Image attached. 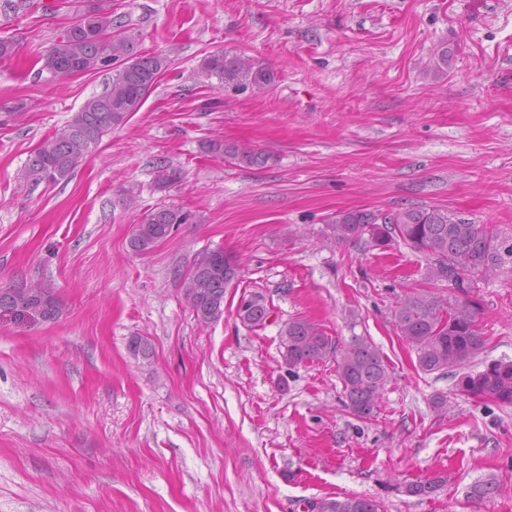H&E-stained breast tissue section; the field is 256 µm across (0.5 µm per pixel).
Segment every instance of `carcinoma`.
I'll list each match as a JSON object with an SVG mask.
<instances>
[{"label": "carcinoma", "instance_id": "cac0c4a2", "mask_svg": "<svg viewBox=\"0 0 512 512\" xmlns=\"http://www.w3.org/2000/svg\"><path fill=\"white\" fill-rule=\"evenodd\" d=\"M115 67L112 83L90 97L71 120L28 157L22 176L34 183H56L67 178L103 137L124 125L139 111L168 69L167 58L142 54L136 36L102 0L84 13L43 55L42 69L54 78L72 72H91ZM200 74L215 78L219 86L233 91L249 87L261 90L273 83L274 73L248 60L227 53L206 56ZM215 157H228L238 166H262L272 156L262 150L226 145L211 139L204 144ZM189 221V214L175 206H160L145 214L130 240L133 251L145 253L167 239L172 230ZM338 243L369 236L376 246L386 247L394 238L433 259L431 275L455 284L460 294L445 302L429 293L402 298L394 310L399 336L415 351L420 370L427 374L461 370L485 348L479 329L482 303L471 295L470 276L490 271L498 264L500 244L492 231L436 208L398 210L380 218L371 210L339 214L331 224ZM224 251L213 250L193 263L184 282V296L197 319L208 323L223 313L224 291L237 278L236 269L224 267ZM266 306L251 301L240 309L243 323L256 327L267 318ZM282 358L290 366L319 362L336 355L337 374L343 386L346 407L358 418L374 416L389 367L378 348L365 336H353L343 349L313 322L295 318L280 332ZM136 358L153 356L150 342L134 336L128 343ZM457 391L472 398L512 404V360L500 359L480 371L462 373ZM446 483L437 475L425 482L397 487L410 496H430ZM319 512H380L377 501L360 496L325 500Z\"/></svg>", "mask_w": 512, "mask_h": 512}]
</instances>
